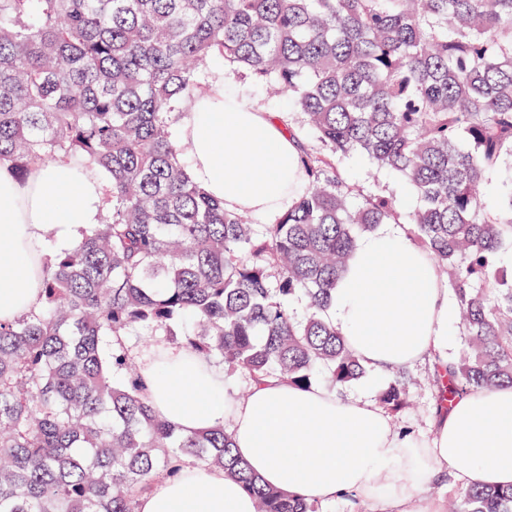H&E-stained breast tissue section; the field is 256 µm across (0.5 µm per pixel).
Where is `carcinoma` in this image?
Wrapping results in <instances>:
<instances>
[{"label":"carcinoma","instance_id":"obj_1","mask_svg":"<svg viewBox=\"0 0 512 512\" xmlns=\"http://www.w3.org/2000/svg\"><path fill=\"white\" fill-rule=\"evenodd\" d=\"M213 56L291 100L307 188L276 224L229 213L185 173L173 103ZM412 186L411 235L448 280L464 345L437 360L435 405L512 385V0H0V163L75 161L112 174V213L44 273V301L0 323V512H139L157 475L220 468L257 512H319L261 483L224 427L156 417L125 337L193 321L183 346L248 382L335 389L364 371L321 315L358 237L400 224L336 159ZM302 294L303 319L283 299ZM406 368L380 400L409 404ZM450 512H512V488L471 486Z\"/></svg>","mask_w":512,"mask_h":512}]
</instances>
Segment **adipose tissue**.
Listing matches in <instances>:
<instances>
[{
  "label": "adipose tissue",
  "mask_w": 512,
  "mask_h": 512,
  "mask_svg": "<svg viewBox=\"0 0 512 512\" xmlns=\"http://www.w3.org/2000/svg\"><path fill=\"white\" fill-rule=\"evenodd\" d=\"M191 146L187 175L229 212L277 223L306 186L293 137L276 115L214 84L177 123ZM112 176H87L70 163L38 164L26 180L0 165V322L41 303L47 255L71 250L105 223ZM362 365L385 375L447 357L454 310L448 282L413 245L403 224H381L356 242L323 312ZM145 396L157 417L190 434L224 426L237 455L263 484L314 501L352 497L383 512H443L426 495L427 478L450 470L467 484L512 485V385L457 398L438 413L423 441L398 433L371 397L343 398L287 379L253 386L245 399L224 395V368L175 345L139 356ZM140 512H256L254 498L224 470L165 479Z\"/></svg>",
  "instance_id": "obj_1"
}]
</instances>
